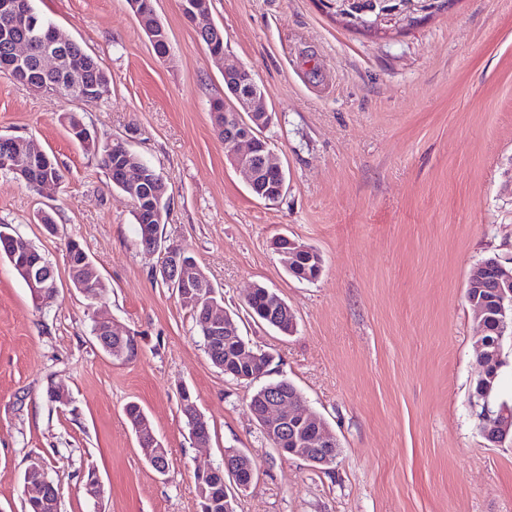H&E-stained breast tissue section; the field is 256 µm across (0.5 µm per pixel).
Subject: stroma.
Returning <instances> with one entry per match:
<instances>
[{"instance_id":"stroma-1","label":"stroma","mask_w":512,"mask_h":512,"mask_svg":"<svg viewBox=\"0 0 512 512\" xmlns=\"http://www.w3.org/2000/svg\"><path fill=\"white\" fill-rule=\"evenodd\" d=\"M33 4L99 60L112 87L88 105L0 72V137L37 139L64 175L39 189L0 173V225L51 262L59 287L36 308L0 256V512H21L34 456L61 512H200L195 473L223 465L228 448L256 466L236 512H512V444L487 443L469 407L480 327L466 299L473 266L512 255V0H457L386 38L346 29L319 0H211L222 61L179 0H153L169 34L165 62L128 0ZM228 63L253 74L273 116L265 134L287 174L278 201L251 195L213 130ZM65 112L161 175L166 243L194 255L242 336L271 355L270 379L292 382L326 420L333 465L270 445L249 409L259 381L213 366L190 307L154 279L161 255L142 248L130 201L69 137ZM281 235L321 254L318 280L288 276L271 247ZM71 240L107 285L97 300L71 286ZM255 284L288 303L293 335L248 319ZM101 313L135 333V357L98 346ZM52 384L68 390V406L47 401ZM184 388L210 426L206 444L185 425ZM130 402L167 448L166 474L143 458ZM91 469L98 500L84 490Z\"/></svg>"}]
</instances>
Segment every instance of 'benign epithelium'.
Returning <instances> with one entry per match:
<instances>
[{"instance_id": "obj_1", "label": "benign epithelium", "mask_w": 512, "mask_h": 512, "mask_svg": "<svg viewBox=\"0 0 512 512\" xmlns=\"http://www.w3.org/2000/svg\"><path fill=\"white\" fill-rule=\"evenodd\" d=\"M183 17L194 24L197 33L204 36L203 46L215 58L224 56V52L215 48L216 42L222 40L217 25L208 20L210 9L204 0H180ZM421 4L412 0L388 13L389 24L395 27L408 24L418 25L424 21ZM141 28L150 42L159 41L160 29L156 13L137 14ZM16 25L27 32V39H11L7 32L0 37L8 42V55L0 59V68L9 73L26 61L28 44L39 40L42 34L36 31L37 22L29 13L15 17ZM73 39L60 31H55L46 41L38 68L44 74L65 72L70 98L76 101L93 102L106 94V87L97 84L90 87L84 77L86 65L81 60L68 59L63 53ZM224 86L228 95L224 97V152L229 161L242 170L248 181L251 193L258 199L276 202L283 195L286 175L283 166L274 151L269 148V141L263 131L271 122L266 109L263 94L252 73L238 65L224 68ZM82 143H92L97 135L90 129L83 118L75 113L67 114ZM38 158L44 166L53 164L52 158L33 139L15 137L0 138V168L28 180L30 162ZM272 169L279 174V181L274 189H269L259 180L260 172ZM119 178L129 193L132 205L139 201L138 193L146 178L144 169L128 163L119 169ZM272 249L281 256L284 266L292 271L299 262L304 261L312 268L310 279L315 281L322 273L320 256L313 248L292 239L287 245L278 241L271 242ZM9 253L13 264L17 266L28 283L35 306L41 307L53 301L58 295L57 280L53 276L52 266L45 262L37 267L26 261L25 247L20 240H10ZM166 273L173 275L174 293L183 301L198 307L207 296L209 286L207 279L192 270L193 260L187 252L178 247L166 249ZM491 289L492 303L468 296L474 305L476 320L481 326V333L475 337L478 350L479 375L482 378L493 377L501 367L499 354V337L504 335L505 324L512 320V260H499L494 265L479 262L467 281V291ZM206 330L210 335H224V340L235 344L236 353L233 363L224 368V375L235 379L251 380L259 377L258 369L263 367L264 351L250 348L240 337L230 313L219 303L209 301L206 304ZM264 319L291 335L296 330V319L288 305L273 295V301L264 310ZM497 323L495 335L489 337L488 324ZM96 340L103 345L104 351L112 353V337L119 339L124 335L115 331L112 321L106 316H98L94 322ZM470 408L477 420L479 429L488 436L491 443L502 445L512 439V411L496 408L489 400L470 399ZM253 416L262 427L267 439L275 444L282 455H290L316 465H332L336 461L337 444L334 434L320 416L304 408L302 398L289 393L288 387H271L265 390L259 402L249 404ZM136 437L146 461L160 474L168 470L164 445L151 432L137 430ZM240 452L235 449L224 450L225 466L233 484L232 495L250 488L255 473V465L242 467L238 463ZM24 503L33 506H50L52 500L59 497L54 484L48 478L44 463L39 459L31 460L23 474Z\"/></svg>"}]
</instances>
